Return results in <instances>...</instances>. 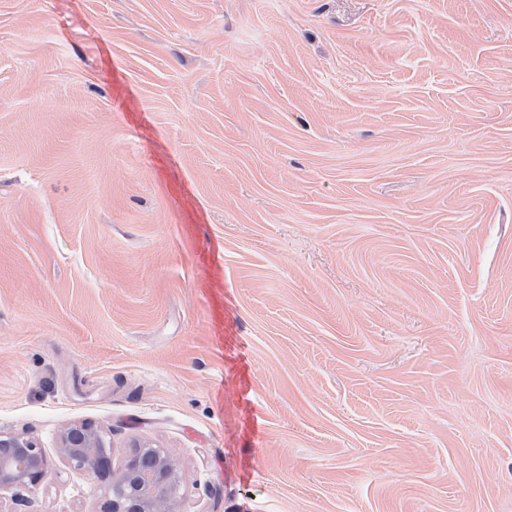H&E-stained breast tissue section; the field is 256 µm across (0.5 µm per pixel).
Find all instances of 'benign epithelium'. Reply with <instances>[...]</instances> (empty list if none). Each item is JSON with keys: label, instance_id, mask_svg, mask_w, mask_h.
I'll return each instance as SVG.
<instances>
[{"label": "benign epithelium", "instance_id": "obj_1", "mask_svg": "<svg viewBox=\"0 0 512 512\" xmlns=\"http://www.w3.org/2000/svg\"><path fill=\"white\" fill-rule=\"evenodd\" d=\"M59 453L90 486L106 488L102 512H176L182 476L177 461L164 450L140 446L116 471L104 431L82 422L64 430ZM49 474L48 460L33 440L0 434V493L32 492Z\"/></svg>", "mask_w": 512, "mask_h": 512}]
</instances>
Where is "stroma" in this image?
<instances>
[{"label":"stroma","instance_id":"35a3bbf8","mask_svg":"<svg viewBox=\"0 0 512 512\" xmlns=\"http://www.w3.org/2000/svg\"><path fill=\"white\" fill-rule=\"evenodd\" d=\"M512 512V0H0V434L100 512ZM66 463L81 471L91 487L108 492L103 512H176L182 483L175 459L161 448L140 446L124 466L112 469L109 441L104 431L89 422L64 430L58 448Z\"/></svg>","mask_w":512,"mask_h":512}]
</instances>
